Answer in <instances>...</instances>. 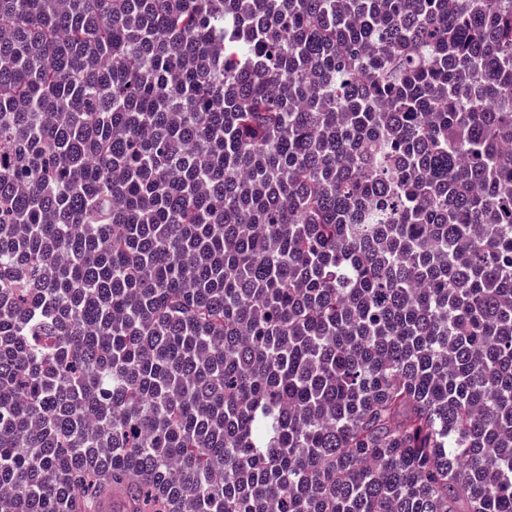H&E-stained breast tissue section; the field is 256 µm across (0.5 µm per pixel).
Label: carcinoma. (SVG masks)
Wrapping results in <instances>:
<instances>
[{"label": "carcinoma", "mask_w": 512, "mask_h": 512, "mask_svg": "<svg viewBox=\"0 0 512 512\" xmlns=\"http://www.w3.org/2000/svg\"><path fill=\"white\" fill-rule=\"evenodd\" d=\"M512 512V0H0V512Z\"/></svg>", "instance_id": "1"}]
</instances>
